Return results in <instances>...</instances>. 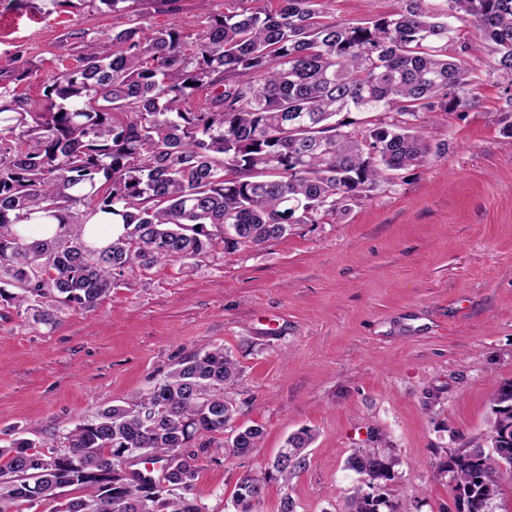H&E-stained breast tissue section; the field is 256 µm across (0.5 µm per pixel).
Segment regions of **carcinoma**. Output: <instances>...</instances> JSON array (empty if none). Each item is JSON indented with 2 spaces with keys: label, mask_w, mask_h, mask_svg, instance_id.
Here are the masks:
<instances>
[{
  "label": "carcinoma",
  "mask_w": 512,
  "mask_h": 512,
  "mask_svg": "<svg viewBox=\"0 0 512 512\" xmlns=\"http://www.w3.org/2000/svg\"><path fill=\"white\" fill-rule=\"evenodd\" d=\"M279 2L207 17L190 54L175 27L122 29L105 51L91 42L39 104L9 87L18 59L0 66V306L53 325L136 267L261 246L395 182L431 152L421 115L475 103L473 46L455 39L450 18L469 23L491 57L512 133V0H399L367 22L329 21L320 0ZM203 90L206 106L191 108ZM100 213L121 229L93 249L83 232ZM18 224L57 231L29 240ZM239 379L230 351L204 347L146 394L75 425L60 449L24 438L1 447L0 512L68 487L82 495L62 512H206L190 496L206 450L193 441L231 425ZM491 413L493 452L477 444L446 462L458 512H488L499 493L500 461L512 459V380L495 389ZM263 434L238 428L227 458L251 454ZM314 439L310 428L290 435L262 475L237 485L233 512H253L268 483L304 470ZM134 453L159 475L115 469ZM347 465L364 483L350 512H380L385 501L363 487L395 478L392 449L362 448Z\"/></svg>",
  "instance_id": "1"
}]
</instances>
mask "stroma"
Wrapping results in <instances>:
<instances>
[{"mask_svg":"<svg viewBox=\"0 0 512 512\" xmlns=\"http://www.w3.org/2000/svg\"><path fill=\"white\" fill-rule=\"evenodd\" d=\"M398 0H322L330 20L369 21ZM226 0H0V64L19 57L13 87L42 101L74 70L86 41L111 46L134 21L145 33L201 32ZM486 54L475 51V104L423 115L431 153L395 185L349 205L331 224L234 253L216 248L193 272L162 261L121 277L95 307L56 324L0 318V443L59 437L98 410L146 393L178 357L221 345L238 359V424L262 425L251 455L225 459L207 437L193 495L208 512L241 477L261 473L286 438L314 430L289 487L270 483L255 512H348L359 448L392 445L389 512H447L450 453L485 435L490 396L512 380V136Z\"/></svg>","mask_w":512,"mask_h":512,"instance_id":"obj_1","label":"stroma"}]
</instances>
